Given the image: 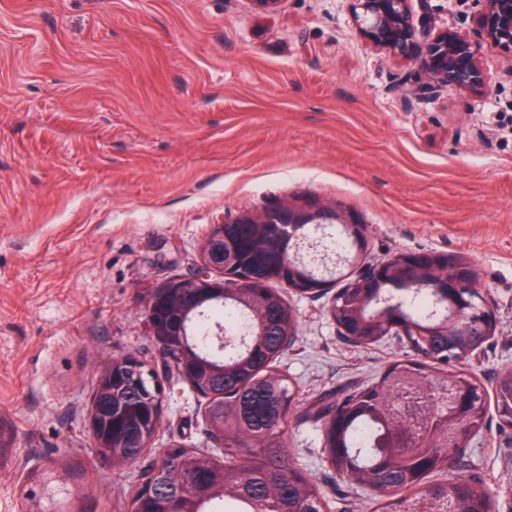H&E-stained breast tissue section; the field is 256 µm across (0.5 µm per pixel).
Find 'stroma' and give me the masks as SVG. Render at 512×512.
Here are the masks:
<instances>
[{"label":"stroma","instance_id":"obj_1","mask_svg":"<svg viewBox=\"0 0 512 512\" xmlns=\"http://www.w3.org/2000/svg\"><path fill=\"white\" fill-rule=\"evenodd\" d=\"M479 57L488 88L437 85L367 44L349 0H0V419L16 432L0 512H23L55 463L83 488L77 512H127L165 448L221 454L177 375L149 451L122 467L95 452L90 402L114 357L161 367L148 291L194 272L213 225L291 196L358 211L368 262L471 260L497 330L468 370L493 388L512 367V52L484 42ZM285 299L289 461L328 512H374L324 463L312 414L408 347L349 342L330 294ZM485 421L437 479H475L512 512V427L493 408Z\"/></svg>","mask_w":512,"mask_h":512}]
</instances>
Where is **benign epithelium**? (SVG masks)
I'll use <instances>...</instances> for the list:
<instances>
[{"label": "benign epithelium", "instance_id": "benign-epithelium-1", "mask_svg": "<svg viewBox=\"0 0 512 512\" xmlns=\"http://www.w3.org/2000/svg\"><path fill=\"white\" fill-rule=\"evenodd\" d=\"M411 0H354L352 14L358 30L376 50L397 58H415L428 79L441 84H453L465 90L485 86L480 66L478 40L484 39L498 47L512 50V0H473L478 9L471 13L472 32L437 27L434 16L428 14L417 20L410 7ZM235 224H255L264 229L270 248L288 252V275L281 278L292 292L309 296L318 288H298L292 276L305 269L320 281L350 280L344 296L334 294L328 314L341 335L362 344L358 333L343 319H336V311L345 309V315H361L364 322L377 329L379 336H404L409 348L414 341H428L436 333H446L458 339L472 336L483 338L473 345L470 355L481 352L484 343L494 336L497 316L485 291L477 287L478 272L470 261L445 252L406 251L380 264L365 261L368 234L364 221L353 209L338 202L324 201L311 196H294L262 210H246L233 220ZM337 229L347 231L354 247L347 251L335 248L332 235ZM224 252V225L216 224L205 239L200 253V264L195 274L172 277L150 290L146 302L154 297H166L182 303V312L199 313L203 301H224L238 298V290L224 282V264L217 257ZM392 278H402L415 288H430L436 293L442 313L430 322L394 325L389 316L371 315L364 302L369 293ZM152 335L159 345L164 362L171 371L181 375L178 360L169 355L164 345L166 332L156 322H150ZM128 367L133 379H138L137 362L125 357H114L101 372V382L89 408V427L95 445L106 444L99 434V418L108 414L121 418L125 406L119 393L116 369ZM487 392L481 383L465 391L456 401V407L470 413H485ZM68 483V471L56 466L48 471L42 482L41 495L48 498L46 512H55L52 489L55 484Z\"/></svg>", "mask_w": 512, "mask_h": 512}]
</instances>
